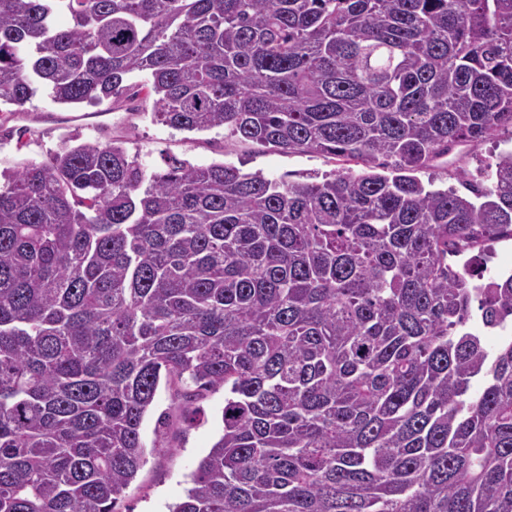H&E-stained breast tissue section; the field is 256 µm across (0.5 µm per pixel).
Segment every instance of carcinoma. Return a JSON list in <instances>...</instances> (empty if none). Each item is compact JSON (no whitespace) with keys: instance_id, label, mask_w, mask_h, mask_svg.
<instances>
[{"instance_id":"1","label":"carcinoma","mask_w":512,"mask_h":512,"mask_svg":"<svg viewBox=\"0 0 512 512\" xmlns=\"http://www.w3.org/2000/svg\"><path fill=\"white\" fill-rule=\"evenodd\" d=\"M41 89L363 171L6 174L0 512H119L163 378L224 388L170 512H512V341L470 328L512 274L448 265L512 240V149L469 197L416 176L512 127V0H0V112Z\"/></svg>"}]
</instances>
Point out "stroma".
<instances>
[{"label": "stroma", "mask_w": 512, "mask_h": 512, "mask_svg": "<svg viewBox=\"0 0 512 512\" xmlns=\"http://www.w3.org/2000/svg\"><path fill=\"white\" fill-rule=\"evenodd\" d=\"M153 97L139 94L120 107L102 104L70 109L41 93L26 104L24 111L0 115V126L12 137L0 138V171L14 170L30 163L48 162L64 145L81 142L121 143L148 169L162 171L170 157L196 165L227 163L246 172H262L277 178L285 173H329L348 168L360 173L361 165L318 153L285 154L252 143H243L223 130L187 132L157 123L152 117ZM512 145V129H503L478 145L455 147L436 167L420 172L421 180H433L435 187L464 193L462 179L482 165L494 161L501 148ZM224 391L217 388L203 394L160 382L153 408L145 417L142 440L146 462L121 502L120 512H168L179 501L187 480L198 462L208 454L221 431ZM165 419L157 428V419Z\"/></svg>", "instance_id": "stroma-1"}]
</instances>
